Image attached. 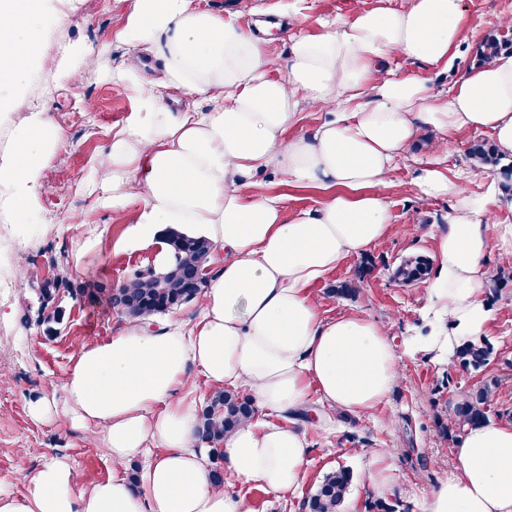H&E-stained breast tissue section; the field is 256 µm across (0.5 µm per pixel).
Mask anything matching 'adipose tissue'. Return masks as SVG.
<instances>
[{"label":"adipose tissue","instance_id":"1","mask_svg":"<svg viewBox=\"0 0 512 512\" xmlns=\"http://www.w3.org/2000/svg\"><path fill=\"white\" fill-rule=\"evenodd\" d=\"M46 0H0V116L34 75ZM461 0H404L401 7L320 21L295 32L286 73H269L268 43L251 14L224 17L198 0H132L117 38L128 47L113 73L135 101L107 151L90 165L100 206L122 215L128 240L156 250L161 227L202 229L221 259L199 298L195 322L148 329L127 321L111 339L82 345L62 384L63 404L42 398L34 420L75 421L107 452L112 475L83 489L75 466L47 461L25 492L0 489V512H248L235 484L295 490L309 442L297 424L309 392L331 413L375 409L400 377L386 327L357 314L321 318L306 288L388 231L385 191L420 125L443 134L415 186L458 205L438 237L428 348L441 354L478 335L490 318L484 258L512 257V225L488 234L489 200L465 194L445 167L447 134L490 132L512 155V55L471 69L445 94L424 76H401L392 58L446 63L461 36ZM162 62L146 77L140 55ZM176 89L207 107L171 110ZM327 112L312 134L286 138L306 109ZM0 161V209L34 216L43 170L60 161L61 132L37 108L12 131ZM316 185L319 207L288 213L256 174ZM215 388H248L276 421L250 418L224 439L226 474L214 485L195 446L196 377ZM160 447L151 455V447ZM144 465L129 481L125 465ZM447 480L425 512H512V425L464 427Z\"/></svg>","mask_w":512,"mask_h":512}]
</instances>
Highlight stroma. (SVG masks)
<instances>
[{
  "instance_id": "obj_1",
  "label": "stroma",
  "mask_w": 512,
  "mask_h": 512,
  "mask_svg": "<svg viewBox=\"0 0 512 512\" xmlns=\"http://www.w3.org/2000/svg\"><path fill=\"white\" fill-rule=\"evenodd\" d=\"M131 0H50V15L35 64L36 82L17 96V108L0 121V133H9L30 112L34 103H46L50 116L60 117L63 146L70 162L45 170V190L40 197L41 220L28 234L25 269L11 296L0 301V484L21 493L26 475L44 462L65 458L77 466L83 488L107 479L112 464L103 449L90 444L79 426L35 422L30 401L50 393L88 339L107 340L119 332L126 317L104 302L91 301L90 290L122 283L136 270L153 263L151 252L130 244L119 247L124 225L110 209L98 206L96 197L83 184L90 161L108 148L112 132L120 128L134 101L119 82L103 73L74 69L69 78L58 80L62 59L58 45L109 46L105 57L115 66L126 51L115 38L121 16ZM215 13L231 16L253 11L258 34L267 39L275 60L272 76L282 75L289 37L296 30L318 33V18L346 19L358 11L378 6L379 0H205ZM464 26L461 41L448 57L447 65L431 67L396 59L390 66L404 76L428 77L431 93L448 88L476 67V50L484 37L503 31V16L512 15V0H462ZM93 111H86L87 101ZM442 137L426 126L410 147L406 160L394 170L393 187L386 192L390 231L365 253L345 258L323 279L311 283L307 296L322 318L342 313L370 317L391 324V339L400 355L401 382L383 403L365 416L342 415L325 425V410L316 396H309L299 416V426L309 432L308 464L294 495L275 494L250 483L237 486L250 512H307L304 503L323 477L344 466L353 479L342 512H376L382 500L395 512H424L426 493L448 478L447 460L453 445L439 432L449 423L447 406L452 395L479 381L481 375L463 371L454 354L411 349L413 340L430 332L432 314L427 282L404 283L394 271L406 258L423 255L435 259L437 235L453 213L455 201L421 194L413 183L421 163ZM477 135L471 131L450 134L448 173L462 175L467 194L483 195L496 178L488 169L473 165L466 157ZM268 193L280 195L288 212L317 206L323 193L313 186L284 184L279 174L261 175ZM85 248L83 267L54 268L51 260L60 253ZM63 275L81 293L65 296L66 315L57 335L46 336L39 322L38 293L43 283ZM360 280L361 288L351 299L333 296L338 282ZM490 318L481 332L495 348L485 374L498 377L488 416L512 424V283L499 291H486ZM374 448L393 451L392 491L378 496L370 487L363 466L365 454Z\"/></svg>"
}]
</instances>
